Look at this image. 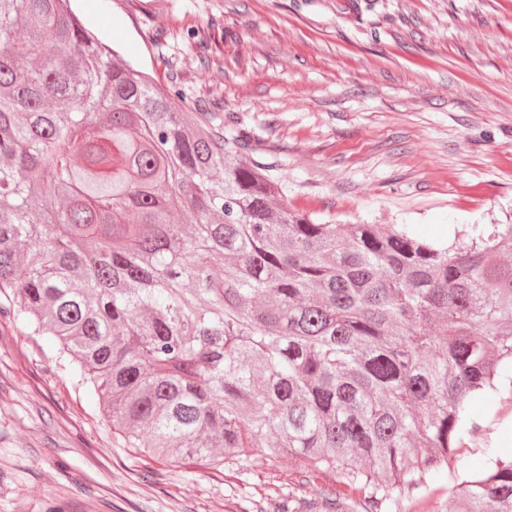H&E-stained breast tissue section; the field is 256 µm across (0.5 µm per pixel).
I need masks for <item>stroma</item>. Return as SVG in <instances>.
I'll return each mask as SVG.
<instances>
[{"mask_svg":"<svg viewBox=\"0 0 512 512\" xmlns=\"http://www.w3.org/2000/svg\"><path fill=\"white\" fill-rule=\"evenodd\" d=\"M181 109L232 113L288 206L332 224H512V0H73ZM19 321L0 320V512H254L296 487L125 447ZM461 452L512 455V392Z\"/></svg>","mask_w":512,"mask_h":512,"instance_id":"35a3bbf8","label":"stroma"}]
</instances>
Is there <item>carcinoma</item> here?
<instances>
[{"instance_id": "cac0c4a2", "label": "carcinoma", "mask_w": 512, "mask_h": 512, "mask_svg": "<svg viewBox=\"0 0 512 512\" xmlns=\"http://www.w3.org/2000/svg\"><path fill=\"white\" fill-rule=\"evenodd\" d=\"M68 3L0 0V318L56 344L129 448L288 456L363 495L304 479L273 512H403L452 457L448 512H512V458L454 456L473 399L512 390V224L439 245L317 223L224 113L173 109Z\"/></svg>"}]
</instances>
